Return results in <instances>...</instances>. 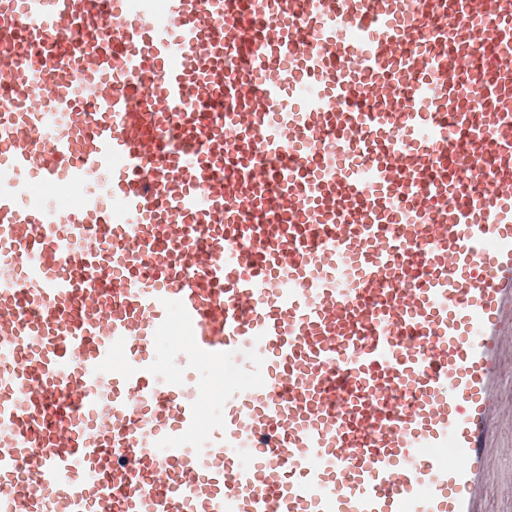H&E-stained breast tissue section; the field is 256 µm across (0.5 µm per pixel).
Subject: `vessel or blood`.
Segmentation results:
<instances>
[{
	"mask_svg": "<svg viewBox=\"0 0 512 512\" xmlns=\"http://www.w3.org/2000/svg\"><path fill=\"white\" fill-rule=\"evenodd\" d=\"M508 364L512 0H0V512H481Z\"/></svg>",
	"mask_w": 512,
	"mask_h": 512,
	"instance_id": "obj_1",
	"label": "vessel or blood"
}]
</instances>
